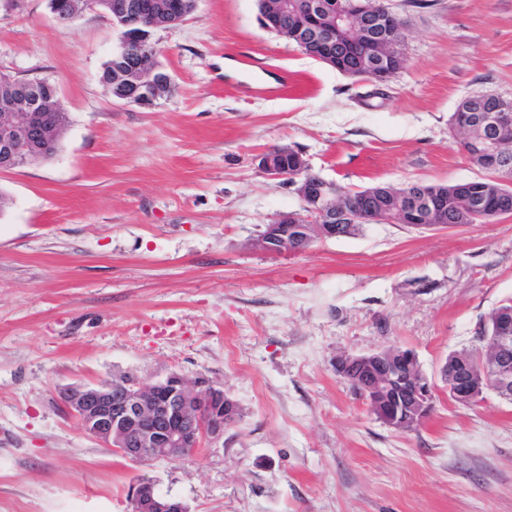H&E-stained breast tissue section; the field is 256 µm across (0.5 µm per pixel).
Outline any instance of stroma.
Returning <instances> with one entry per match:
<instances>
[{
  "instance_id": "stroma-1",
  "label": "stroma",
  "mask_w": 512,
  "mask_h": 512,
  "mask_svg": "<svg viewBox=\"0 0 512 512\" xmlns=\"http://www.w3.org/2000/svg\"><path fill=\"white\" fill-rule=\"evenodd\" d=\"M382 2L406 21L388 84L268 31L257 0H199L154 30L172 89L141 106L99 79L119 45L105 12L0 0V71L49 80L68 117L52 159L0 173V512H131L146 479L189 512H512V404L442 387L397 431L336 372L398 346L435 378L478 347L512 298V217L254 246L302 207L258 168L276 146L352 191L484 178L448 119L512 100V0ZM129 372L206 377L240 417L188 457L127 460L62 395Z\"/></svg>"
}]
</instances>
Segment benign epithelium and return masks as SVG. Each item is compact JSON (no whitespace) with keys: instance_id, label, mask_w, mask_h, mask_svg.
Wrapping results in <instances>:
<instances>
[{"instance_id":"benign-epithelium-1","label":"benign epithelium","mask_w":512,"mask_h":512,"mask_svg":"<svg viewBox=\"0 0 512 512\" xmlns=\"http://www.w3.org/2000/svg\"><path fill=\"white\" fill-rule=\"evenodd\" d=\"M265 28L295 41L304 53L351 76L366 73L377 82L390 81L402 55L404 19L380 0H259ZM57 19L69 21L98 0H48ZM112 11L122 30V51L112 56L107 72L113 97L148 106L164 96L171 77L164 70L151 32L160 27L153 0H114ZM57 88L45 79H19L0 72V172L30 164L58 150ZM501 99L469 97L460 107L465 118L452 128L454 142L488 173L490 185L471 190L470 200L483 209L485 199L503 194L504 175L512 170V121L499 114ZM265 175L295 187L303 201L300 211L280 213L255 242L270 255L297 251L315 239H335L345 224H408L419 228L448 224V198L454 190L389 186L348 196L338 183L311 169L290 147H276L259 158ZM491 365L476 368L479 358L461 351L445 361L441 377L454 402L474 406L492 392L512 403V336L498 332L490 338ZM355 384L372 413L395 430H412L425 422L434 407L435 382L424 373L416 354L401 347L362 355H344L336 364ZM67 409L83 429L122 457L144 462L189 456L187 437L207 445L224 436L232 422L233 401L224 389L198 377L189 382L171 373L162 380L139 376L74 385L64 393ZM132 512H187L185 504L156 492L143 480L134 488Z\"/></svg>"}]
</instances>
